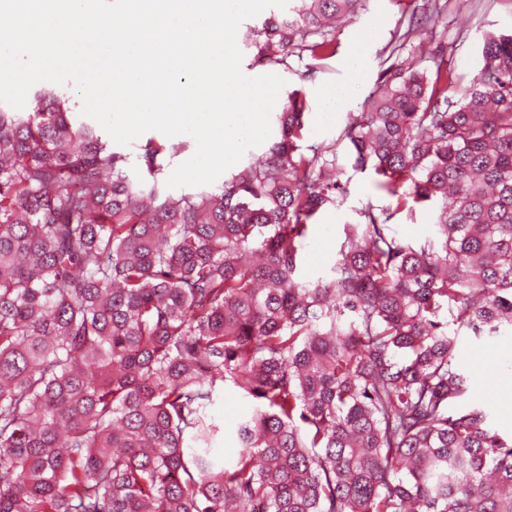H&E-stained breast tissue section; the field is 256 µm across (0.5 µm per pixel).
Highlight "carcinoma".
<instances>
[{"mask_svg":"<svg viewBox=\"0 0 512 512\" xmlns=\"http://www.w3.org/2000/svg\"><path fill=\"white\" fill-rule=\"evenodd\" d=\"M293 2L255 63L307 57L312 79L362 0ZM447 8L396 32L336 140L304 144L294 89L264 159L213 190L166 193L181 145L152 139L131 178L52 87L0 106V512H512V436L466 402L459 350L512 333V32L465 83L419 36ZM348 167L392 203H363L311 278ZM420 206L431 235L399 236ZM227 383L252 411L226 462Z\"/></svg>","mask_w":512,"mask_h":512,"instance_id":"cac0c4a2","label":"carcinoma"}]
</instances>
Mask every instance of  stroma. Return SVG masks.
Returning a JSON list of instances; mask_svg holds the SVG:
<instances>
[{
  "label": "stroma",
  "mask_w": 512,
  "mask_h": 512,
  "mask_svg": "<svg viewBox=\"0 0 512 512\" xmlns=\"http://www.w3.org/2000/svg\"><path fill=\"white\" fill-rule=\"evenodd\" d=\"M421 0H365L357 16L340 20L336 33L340 43L336 56L329 60L315 80L303 79L304 66L292 63L290 69L276 65L255 64L254 42L247 40L248 31L260 30L269 11L244 20L237 32V45L243 54L241 68L245 75L256 77L275 74L285 81L286 90L303 89L309 107L308 142L331 141L336 138L348 113L360 111L361 105L377 80L380 52L390 40L405 13ZM428 30L446 33L448 63L464 79H471L479 64V51L486 32L512 28V5L507 0H472L468 10H449L448 14L431 18ZM346 88L350 96L342 111L324 109L325 91ZM348 197L340 209L324 213L314 228L306 247L307 271L317 276L333 265L342 230L355 221V209L369 199L387 204L371 172L348 171ZM460 356L467 366L471 381L469 398L486 404L492 413L493 425L502 434L512 433V400L505 398L502 389H489L485 375L496 368L507 372L506 383L512 387V335L484 343L471 338L461 341Z\"/></svg>",
  "instance_id": "stroma-1"
}]
</instances>
